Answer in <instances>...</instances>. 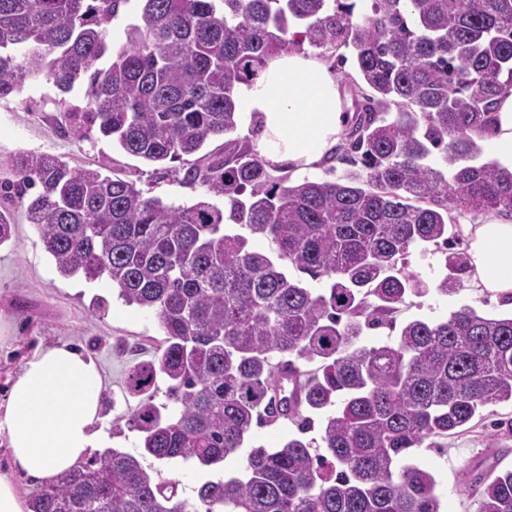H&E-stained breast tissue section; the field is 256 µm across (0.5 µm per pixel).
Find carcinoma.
<instances>
[{
    "instance_id": "cac0c4a2",
    "label": "carcinoma",
    "mask_w": 512,
    "mask_h": 512,
    "mask_svg": "<svg viewBox=\"0 0 512 512\" xmlns=\"http://www.w3.org/2000/svg\"><path fill=\"white\" fill-rule=\"evenodd\" d=\"M0 0V98L42 73L84 93L66 119L227 200L175 207L132 182L22 152L0 193L24 210L65 276L105 279L151 310L165 347L129 372L142 452L97 450L35 491L29 512H441L434 476L408 460L489 406L512 404V315L464 305L393 329L410 296L460 290L452 211L512 214V167L476 162L512 92V0ZM129 9L126 41L107 25ZM353 50L367 87L330 159L336 180L275 183L237 129V88L281 52ZM267 237L275 255L224 220ZM432 244L446 274L406 269ZM326 285L317 292L286 269ZM165 388H160V384ZM320 418V439L304 434ZM289 420L279 448L246 452L239 476L190 501L147 458L219 469L252 426ZM478 512H512V469L474 476Z\"/></svg>"
}]
</instances>
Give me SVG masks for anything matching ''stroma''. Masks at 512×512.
<instances>
[{
  "instance_id": "stroma-1",
  "label": "stroma",
  "mask_w": 512,
  "mask_h": 512,
  "mask_svg": "<svg viewBox=\"0 0 512 512\" xmlns=\"http://www.w3.org/2000/svg\"><path fill=\"white\" fill-rule=\"evenodd\" d=\"M82 96H64L43 75L33 74L23 91L0 98V182L11 179V158L21 152L61 157L73 167L101 169L110 177L135 182L150 197L189 205L206 197L200 184L182 183L179 163L149 164L125 153L111 140L78 139L65 119ZM479 313L501 316L512 306L464 283L459 292L429 293L406 301L398 322L448 317L461 305ZM164 340L157 317L126 306L110 282H88L61 275L42 248L34 225L16 213L13 235L0 245V405L23 362L36 350L69 342L82 347L95 362L102 382L103 426L113 447L127 452L140 447L138 432L127 420L136 401L124 394L129 370L148 360ZM415 463L437 481L442 512H477L478 496L469 489L471 470L512 468V405L487 408L482 418L461 428L439 448H418Z\"/></svg>"
}]
</instances>
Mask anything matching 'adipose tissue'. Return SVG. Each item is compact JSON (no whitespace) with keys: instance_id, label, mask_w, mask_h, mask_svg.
Returning <instances> with one entry per match:
<instances>
[{"instance_id":"adipose-tissue-1","label":"adipose tissue","mask_w":512,"mask_h":512,"mask_svg":"<svg viewBox=\"0 0 512 512\" xmlns=\"http://www.w3.org/2000/svg\"><path fill=\"white\" fill-rule=\"evenodd\" d=\"M244 103L257 120L259 154L273 167L301 171L318 163L343 131L336 77L310 54L270 58L245 89ZM468 232L473 285L512 297V224L492 219ZM100 395L99 370L82 352L65 344L35 351L0 413V434L14 471L48 482L72 469L104 436Z\"/></svg>"}]
</instances>
